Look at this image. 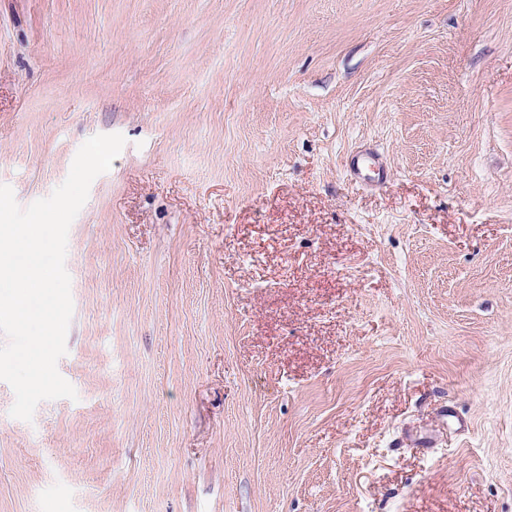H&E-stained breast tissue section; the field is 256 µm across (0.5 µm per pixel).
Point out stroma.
I'll return each instance as SVG.
<instances>
[{
  "instance_id": "1",
  "label": "stroma",
  "mask_w": 512,
  "mask_h": 512,
  "mask_svg": "<svg viewBox=\"0 0 512 512\" xmlns=\"http://www.w3.org/2000/svg\"><path fill=\"white\" fill-rule=\"evenodd\" d=\"M112 133L0 512H512V0H0V184Z\"/></svg>"
}]
</instances>
